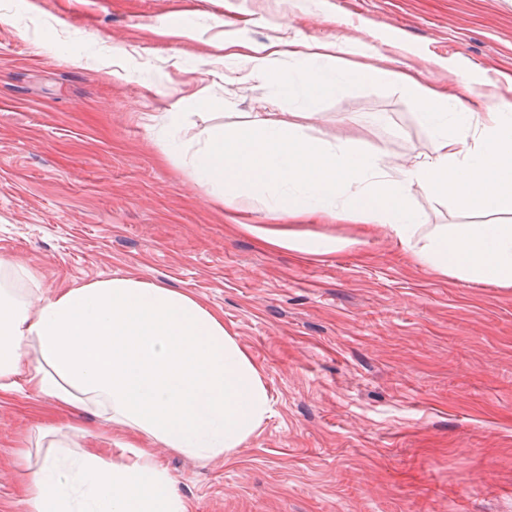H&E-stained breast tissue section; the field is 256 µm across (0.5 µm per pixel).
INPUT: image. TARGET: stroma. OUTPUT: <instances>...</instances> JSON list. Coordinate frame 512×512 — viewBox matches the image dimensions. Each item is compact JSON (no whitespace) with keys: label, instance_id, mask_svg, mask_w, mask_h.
<instances>
[{"label":"stroma","instance_id":"stroma-1","mask_svg":"<svg viewBox=\"0 0 512 512\" xmlns=\"http://www.w3.org/2000/svg\"><path fill=\"white\" fill-rule=\"evenodd\" d=\"M223 20L243 42L343 38L342 61L390 55L437 83L453 66L484 105L512 104V0H0V256L27 266L31 301L113 276L187 292L260 367L272 414L234 455L155 451L188 512H512V288L434 276L382 228L317 259L263 246L237 222L357 227L231 209L189 154H166V113L193 146L278 101L219 49ZM306 109L311 139L408 167L434 153L398 86L346 85ZM412 202L418 247L486 221L419 187ZM50 422L75 452L108 456L120 438L31 392L1 397L0 512H29Z\"/></svg>","mask_w":512,"mask_h":512}]
</instances>
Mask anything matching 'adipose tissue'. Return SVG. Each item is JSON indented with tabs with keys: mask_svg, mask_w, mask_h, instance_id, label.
<instances>
[{
	"mask_svg": "<svg viewBox=\"0 0 512 512\" xmlns=\"http://www.w3.org/2000/svg\"><path fill=\"white\" fill-rule=\"evenodd\" d=\"M221 46L246 58L248 78L303 102L346 83L401 85L435 147L430 160L401 168L360 142L334 147L307 138L278 113L258 112L213 128L194 152L192 175L214 198L238 209L255 202L291 222L315 217L368 232L384 227L412 263L437 276L512 288V224H454L416 249L419 215L410 200L418 186L465 211L512 215L511 107L484 111L469 101L465 79L432 84L387 56L339 66L337 41H292L285 74L270 67L277 42ZM246 230L303 257L359 244L258 224ZM20 380L56 406L94 410L126 438L117 462L92 450L46 455L27 488L30 512H187L153 447L199 461L228 457L270 411L260 369L220 316L187 293L132 277L62 288L35 305L1 288L0 395Z\"/></svg>",
	"mask_w": 512,
	"mask_h": 512,
	"instance_id": "adipose-tissue-1",
	"label": "adipose tissue"
}]
</instances>
